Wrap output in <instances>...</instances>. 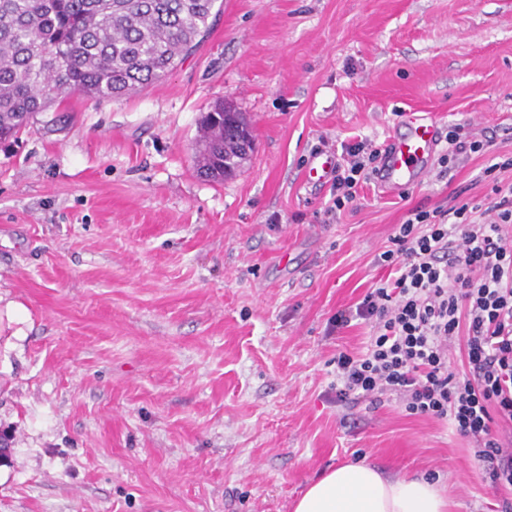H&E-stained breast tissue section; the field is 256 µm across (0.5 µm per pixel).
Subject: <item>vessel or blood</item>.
Masks as SVG:
<instances>
[{
	"mask_svg": "<svg viewBox=\"0 0 512 512\" xmlns=\"http://www.w3.org/2000/svg\"><path fill=\"white\" fill-rule=\"evenodd\" d=\"M439 133L432 118L408 113L403 133L381 147L376 180L388 195H397L422 182L431 170Z\"/></svg>",
	"mask_w": 512,
	"mask_h": 512,
	"instance_id": "obj_1",
	"label": "vessel or blood"
}]
</instances>
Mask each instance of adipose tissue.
Instances as JSON below:
<instances>
[{
    "instance_id": "ef3b65f1",
    "label": "adipose tissue",
    "mask_w": 512,
    "mask_h": 512,
    "mask_svg": "<svg viewBox=\"0 0 512 512\" xmlns=\"http://www.w3.org/2000/svg\"><path fill=\"white\" fill-rule=\"evenodd\" d=\"M438 482L385 474L366 463H346L309 483L294 512H446Z\"/></svg>"
}]
</instances>
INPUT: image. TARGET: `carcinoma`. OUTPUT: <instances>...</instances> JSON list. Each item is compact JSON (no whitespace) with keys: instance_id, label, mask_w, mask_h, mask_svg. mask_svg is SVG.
I'll return each instance as SVG.
<instances>
[{"instance_id":"cac0c4a2","label":"carcinoma","mask_w":512,"mask_h":512,"mask_svg":"<svg viewBox=\"0 0 512 512\" xmlns=\"http://www.w3.org/2000/svg\"><path fill=\"white\" fill-rule=\"evenodd\" d=\"M216 0H0V141L74 94L125 96L167 75L210 30ZM200 174L222 182L247 159L249 124L219 104L200 126Z\"/></svg>"}]
</instances>
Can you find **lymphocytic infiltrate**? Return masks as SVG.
Returning <instances> with one entry per match:
<instances>
[{"instance_id":"f902f5d3","label":"lymphocytic infiltrate","mask_w":512,"mask_h":512,"mask_svg":"<svg viewBox=\"0 0 512 512\" xmlns=\"http://www.w3.org/2000/svg\"><path fill=\"white\" fill-rule=\"evenodd\" d=\"M337 165L333 219L356 198L361 174L379 159L365 143L347 146ZM496 200L481 220L468 205L414 209L395 228L380 260L394 279L372 286L355 315L370 321L367 351L336 359L337 401L393 394L406 412L450 422L474 440V456L491 483L512 491V452L492 432L494 421L512 423V182H495ZM464 339L468 368L448 366V349Z\"/></svg>"}]
</instances>
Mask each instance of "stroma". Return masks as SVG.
<instances>
[{
  "mask_svg": "<svg viewBox=\"0 0 512 512\" xmlns=\"http://www.w3.org/2000/svg\"><path fill=\"white\" fill-rule=\"evenodd\" d=\"M163 80L73 95L0 142V512H293L346 461L439 480L448 512L504 491L446 422L338 402L333 328L387 279L414 208H487L512 158V0H217ZM220 101L250 120L236 176L196 169ZM409 110L489 137L389 196L361 180L324 223L321 148L381 145Z\"/></svg>",
  "mask_w": 512,
  "mask_h": 512,
  "instance_id": "obj_1",
  "label": "stroma"
}]
</instances>
